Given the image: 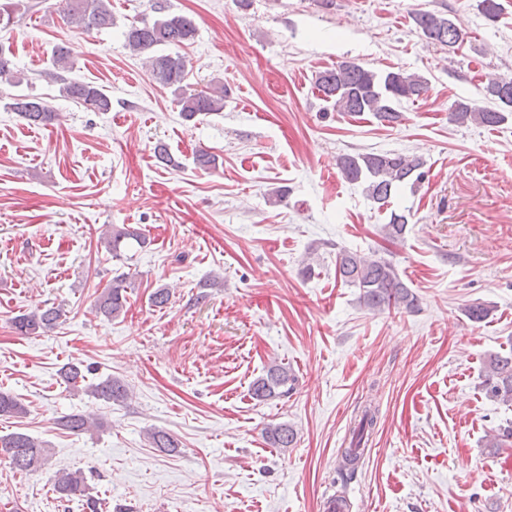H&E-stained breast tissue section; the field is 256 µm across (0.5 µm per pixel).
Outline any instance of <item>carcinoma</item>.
<instances>
[{"instance_id": "obj_1", "label": "carcinoma", "mask_w": 512, "mask_h": 512, "mask_svg": "<svg viewBox=\"0 0 512 512\" xmlns=\"http://www.w3.org/2000/svg\"><path fill=\"white\" fill-rule=\"evenodd\" d=\"M63 14L67 22L81 32L90 33L109 28L114 24L112 0H62ZM412 21L430 43L455 51L463 42L465 32L448 16L438 11H423L412 14ZM197 34L195 22L184 15L166 14L153 23L133 22L124 31L125 47L146 55L145 64L152 77L161 85L173 90L179 112L187 118L205 112L224 111L226 94L224 85L217 82L209 91H197L186 84L188 74L186 57L178 52H165L163 48L186 46ZM73 68L69 51L64 46L54 49L52 69L46 76L59 84L61 97L81 104L94 112L112 110V99L105 90L93 83L69 80L63 73ZM16 85L22 82L21 72L13 62L10 47L0 43V83ZM315 84L333 110L349 115L371 113L381 121L393 123L401 118L398 105L404 101L414 102L428 92V82L416 73L404 70L378 72L361 64L343 61L333 68L318 72ZM486 94L501 103L500 109H491L476 103L460 101L451 112L452 120L458 124L468 121L486 127L502 123L505 112L512 108V76L494 75L484 87ZM6 108L17 113L32 125H48L55 113L42 101L28 95H16ZM340 169L350 183L364 185L366 197L378 207L384 208L400 189L409 182L423 179L425 161L415 155L403 153H358L340 158ZM408 224L404 213H390L383 226L386 237L391 240L403 238ZM132 240L138 245L146 243V237L135 229L121 228L111 232L105 239L107 250L113 256H121L124 241ZM336 269L341 280L360 289L359 300L370 310L406 309L417 307V296L396 273L392 263L367 261L358 254L341 251L336 256ZM126 276L113 281L112 288L101 294L95 304L98 314L106 319L118 317L126 303ZM61 318L55 307L38 308L14 318L13 324L22 335L35 334L53 327ZM294 381L288 367L274 363L264 376L250 386L251 397L258 401L279 394V389ZM482 387L486 395L505 405H512V352L489 356L484 366ZM92 392L105 400L122 401L129 395L127 386L119 379L108 377L92 386ZM26 413V409L15 397L0 392V415L14 416ZM378 410L370 406L362 410L357 426L352 431L350 447L343 456L349 462L357 459L360 445L377 422ZM57 425L71 433L98 428L101 423L83 415L68 414L57 420ZM268 438L276 448H290L296 442L294 429L287 424L268 428ZM150 444L163 452H174L179 442L165 430L154 429L148 433ZM0 452L10 466L18 471H34L44 459L46 449L25 433L13 432L0 435ZM53 489L64 502L75 499L82 502L86 512H102L101 499L89 495V488L81 473H66L53 478Z\"/></svg>"}]
</instances>
